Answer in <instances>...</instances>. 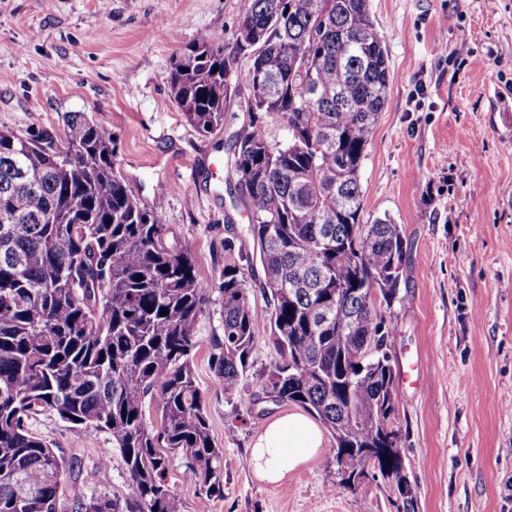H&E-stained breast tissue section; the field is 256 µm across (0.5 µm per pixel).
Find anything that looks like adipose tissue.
<instances>
[{
  "label": "adipose tissue",
  "instance_id": "ef3b65f1",
  "mask_svg": "<svg viewBox=\"0 0 512 512\" xmlns=\"http://www.w3.org/2000/svg\"><path fill=\"white\" fill-rule=\"evenodd\" d=\"M323 443L321 428L308 415L283 414L270 420L257 436L249 463L261 480L279 484L315 456Z\"/></svg>",
  "mask_w": 512,
  "mask_h": 512
}]
</instances>
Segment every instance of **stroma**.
Returning a JSON list of instances; mask_svg holds the SVG:
<instances>
[{
    "label": "stroma",
    "instance_id": "stroma-1",
    "mask_svg": "<svg viewBox=\"0 0 512 512\" xmlns=\"http://www.w3.org/2000/svg\"><path fill=\"white\" fill-rule=\"evenodd\" d=\"M251 0H0V130L47 129L86 113L109 128L133 193L161 212L197 260L209 301L193 358L211 435L224 450V496L207 497L171 458L184 512H397L382 478L341 485L333 437L279 485L259 481L250 442L295 404L246 415L210 364L222 335L224 243L251 250L226 159L246 120L240 97L200 134L168 84L174 52L201 34L232 55ZM389 60L388 97L367 146L362 219L388 216L406 241L407 301L393 308L394 387L415 512H512V0H369ZM31 429L80 465L86 491L130 498L110 437L51 414ZM111 479L100 482V467Z\"/></svg>",
    "mask_w": 512,
    "mask_h": 512
}]
</instances>
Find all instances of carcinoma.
Instances as JSON below:
<instances>
[{
	"instance_id": "carcinoma-1",
	"label": "carcinoma",
	"mask_w": 512,
	"mask_h": 512,
	"mask_svg": "<svg viewBox=\"0 0 512 512\" xmlns=\"http://www.w3.org/2000/svg\"><path fill=\"white\" fill-rule=\"evenodd\" d=\"M234 50L263 102L227 168L270 301L252 305L250 258L224 241L211 366L237 393L265 323L277 357L257 378L262 398L315 414L342 455L341 481L377 471L410 512L393 359L366 346L391 345L405 301L400 225L362 223L360 171L389 89L368 0H251ZM234 62L210 35L172 58L171 94L201 134L239 94ZM269 122L284 124L283 140L268 138ZM67 127L65 146L48 130H0V512H184L172 456L222 499L224 449L192 368L208 286L162 213L130 190L111 131L82 112ZM47 213L54 223L39 221ZM44 412L108 434L132 497L82 490L76 462L29 427Z\"/></svg>"
}]
</instances>
